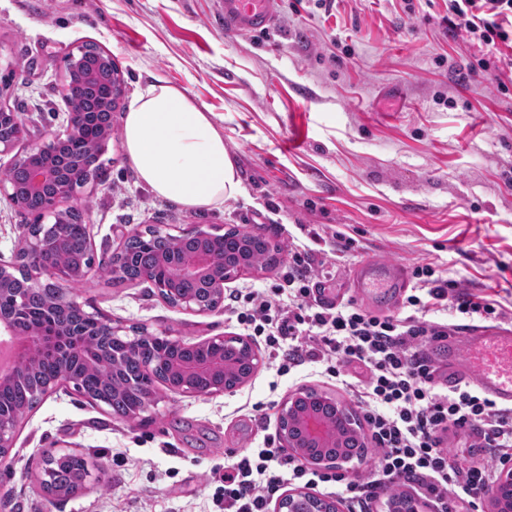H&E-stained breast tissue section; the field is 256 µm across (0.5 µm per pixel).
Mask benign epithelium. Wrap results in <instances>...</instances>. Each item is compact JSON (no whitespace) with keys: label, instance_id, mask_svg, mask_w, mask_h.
<instances>
[{"label":"benign epithelium","instance_id":"obj_1","mask_svg":"<svg viewBox=\"0 0 512 512\" xmlns=\"http://www.w3.org/2000/svg\"><path fill=\"white\" fill-rule=\"evenodd\" d=\"M97 79V73L88 68L85 60L74 54L66 59L65 72L61 84L64 99L77 95L83 86ZM88 113H68L67 125L63 132L51 140L40 144L24 146L22 142L26 130L17 113L0 108V120H11L9 126L0 125V154L15 152L13 165L23 166L31 172L25 190L7 178L0 179V192L17 208L25 209L26 199L30 196L41 198V208L35 214V223L27 226L24 246L17 253V261L25 269L23 278L30 288H48L56 298L57 305L76 319H89L102 325L101 335L121 341L129 350L134 349L141 331L129 334L126 327L110 319H98L86 312L72 292L71 285L85 279L93 268L91 238H86L84 255L63 268L52 267L46 260V251L63 245L64 227L67 218L78 213L79 207L71 206L62 211L57 205L62 200L75 196L76 188L85 186L97 178V172L89 171L80 182H75V173L70 162L72 153L78 145L77 132L86 125ZM212 232L201 225H190L175 236L174 263L178 274L196 281L199 288L194 293L178 291L166 281L153 280L151 284L158 296L167 304L196 314H206L220 306L224 301V283L251 271V267L241 260L239 249L252 238V234H243L224 241V259L219 260L206 247L205 241ZM110 274L115 279H131L124 248L113 250L109 260ZM17 277L0 267V298L9 293H20L16 288ZM79 334L72 329L59 330L56 326H42L35 330L22 332L10 319L0 313V355L8 354V362L0 365V385L23 378L31 369V360L38 356H54L59 350L71 347L85 357L99 353V350H87L77 344ZM172 346L181 348H208L213 357L205 360H191L181 367L179 382L168 390L180 394L212 395L232 393L245 384L258 370L261 356L258 350L246 339L238 336H215L201 342L190 343L181 339H167ZM62 387H71L83 393L79 381L66 370L51 379H45L32 389L34 400L57 391ZM352 419L351 413L336 408V415L327 416L317 402L306 399V392L300 391L288 400L278 415V435L285 447L301 448L315 453L312 464L320 467L342 469L352 460L350 456L323 457L327 448L338 446L346 434L354 435L358 426L345 424ZM22 417L17 413H0V459H5L13 447V441Z\"/></svg>","mask_w":512,"mask_h":512}]
</instances>
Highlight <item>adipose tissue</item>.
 <instances>
[{
	"instance_id": "obj_1",
	"label": "adipose tissue",
	"mask_w": 512,
	"mask_h": 512,
	"mask_svg": "<svg viewBox=\"0 0 512 512\" xmlns=\"http://www.w3.org/2000/svg\"><path fill=\"white\" fill-rule=\"evenodd\" d=\"M122 145L138 184L186 210L216 208L243 192L213 113L164 78L124 113Z\"/></svg>"
}]
</instances>
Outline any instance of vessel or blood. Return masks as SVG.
Segmentation results:
<instances>
[{
    "label": "vessel or blood",
    "mask_w": 512,
    "mask_h": 512,
    "mask_svg": "<svg viewBox=\"0 0 512 512\" xmlns=\"http://www.w3.org/2000/svg\"><path fill=\"white\" fill-rule=\"evenodd\" d=\"M226 28L261 32L274 20V0H221ZM398 268L366 259L351 288L361 298L389 297L404 288ZM449 385L474 380L480 391L499 405L512 408V326L473 325L448 343Z\"/></svg>",
    "instance_id": "obj_1"
}]
</instances>
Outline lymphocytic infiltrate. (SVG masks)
Instances as JSON below:
<instances>
[{"label": "lymphocytic infiltrate", "instance_id": "1", "mask_svg": "<svg viewBox=\"0 0 512 512\" xmlns=\"http://www.w3.org/2000/svg\"><path fill=\"white\" fill-rule=\"evenodd\" d=\"M449 32L465 33L481 56L479 71L502 82L512 71V0H448ZM414 284L396 314L378 316L354 304L326 305L313 294L310 252L292 243L282 284L232 292L229 305L239 323L262 336L279 371L303 363L322 365L358 401L377 465L360 483L332 470L309 469L299 457L265 438L262 447L237 455L224 468V512H268L283 482L302 481L335 490L362 505L379 491L418 485L438 512H477L496 483L494 466L468 463L445 448L448 431L481 429L499 463L512 461V409L501 408L476 386L464 382L440 390L437 368L426 347L448 334L434 313L470 319H500L495 304L459 292L455 280L436 275L431 265L413 268Z\"/></svg>", "mask_w": 512, "mask_h": 512}]
</instances>
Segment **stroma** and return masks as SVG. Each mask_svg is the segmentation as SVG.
<instances>
[{
	"instance_id": "obj_1",
	"label": "stroma",
	"mask_w": 512,
	"mask_h": 512,
	"mask_svg": "<svg viewBox=\"0 0 512 512\" xmlns=\"http://www.w3.org/2000/svg\"><path fill=\"white\" fill-rule=\"evenodd\" d=\"M447 13L448 0H278L270 31L233 33L220 0H0V106L18 113L29 142L62 131L65 58L91 42L121 71L122 108L161 76L214 112L243 182L221 208L185 210L137 183L113 134L102 176L74 197L94 242L79 302L152 334L248 338L263 357L230 394L156 387L141 422L70 388L40 400L0 462V512H219L225 462L276 435L289 397L315 389L361 412L317 365L278 373L262 338L223 309L191 313L150 283L113 279L105 268L122 234L200 224L283 248L295 239L311 251L321 295L345 302L365 258L407 273L429 263L512 313V92L470 73L480 52L449 35ZM33 221L0 194V265L15 266ZM54 447L92 472L56 499L39 468Z\"/></svg>"
}]
</instances>
